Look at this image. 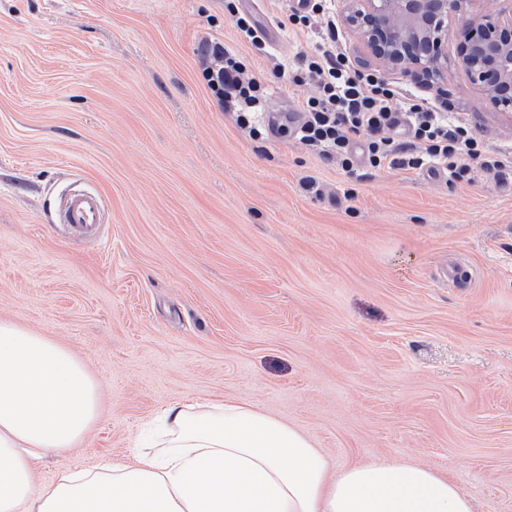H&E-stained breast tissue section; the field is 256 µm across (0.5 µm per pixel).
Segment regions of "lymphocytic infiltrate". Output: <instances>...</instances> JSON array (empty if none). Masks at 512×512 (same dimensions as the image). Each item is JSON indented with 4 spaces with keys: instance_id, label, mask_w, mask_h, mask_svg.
I'll list each match as a JSON object with an SVG mask.
<instances>
[{
    "instance_id": "obj_1",
    "label": "lymphocytic infiltrate",
    "mask_w": 512,
    "mask_h": 512,
    "mask_svg": "<svg viewBox=\"0 0 512 512\" xmlns=\"http://www.w3.org/2000/svg\"><path fill=\"white\" fill-rule=\"evenodd\" d=\"M202 78L237 125L261 137L267 102L266 83L231 48L207 47ZM276 78L296 85L314 83L315 96L302 106L298 124L282 125L311 151L339 159L346 171L361 166L380 169L429 168L449 182L464 180L469 160L488 169L506 168L512 158L489 151L464 120L411 103L381 77L355 69L337 51L333 27H325L298 68L278 66Z\"/></svg>"
}]
</instances>
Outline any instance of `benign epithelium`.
<instances>
[{
  "label": "benign epithelium",
  "mask_w": 512,
  "mask_h": 512,
  "mask_svg": "<svg viewBox=\"0 0 512 512\" xmlns=\"http://www.w3.org/2000/svg\"><path fill=\"white\" fill-rule=\"evenodd\" d=\"M344 23L368 58L421 83L447 60L448 18L461 17L458 59L491 103L512 110V0L495 12L467 14L468 0H344Z\"/></svg>",
  "instance_id": "1"
}]
</instances>
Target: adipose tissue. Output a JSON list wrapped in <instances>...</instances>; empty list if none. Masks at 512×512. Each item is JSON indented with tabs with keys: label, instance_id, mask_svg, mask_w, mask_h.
Here are the masks:
<instances>
[{
	"label": "adipose tissue",
	"instance_id": "1",
	"mask_svg": "<svg viewBox=\"0 0 512 512\" xmlns=\"http://www.w3.org/2000/svg\"><path fill=\"white\" fill-rule=\"evenodd\" d=\"M98 409L97 385L68 347L0 320V512H474L433 466L334 471L306 434L238 401L171 406L155 452L38 484L36 462L81 444Z\"/></svg>",
	"mask_w": 512,
	"mask_h": 512
}]
</instances>
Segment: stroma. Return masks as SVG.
Instances as JSON below:
<instances>
[{"label": "stroma", "instance_id": "stroma-1", "mask_svg": "<svg viewBox=\"0 0 512 512\" xmlns=\"http://www.w3.org/2000/svg\"><path fill=\"white\" fill-rule=\"evenodd\" d=\"M284 0H0V320L67 346L101 414L64 469L129 464L177 403H253L310 436L332 468L426 463L512 512V169L448 184L427 170L347 173L277 133L254 139L200 76L205 45L267 79L264 119L313 95L272 77L309 51ZM441 81L370 62L409 99L512 152V112L458 61ZM104 201L95 233L66 193ZM226 2H228L226 5L227 12L239 36L248 40L259 54H265V36L263 31L255 23L253 17L246 12H240L238 7L233 3L236 1ZM60 216L64 224H71L79 230L91 232L100 222V198L86 192L70 195L62 204Z\"/></svg>", "mask_w": 512, "mask_h": 512}]
</instances>
